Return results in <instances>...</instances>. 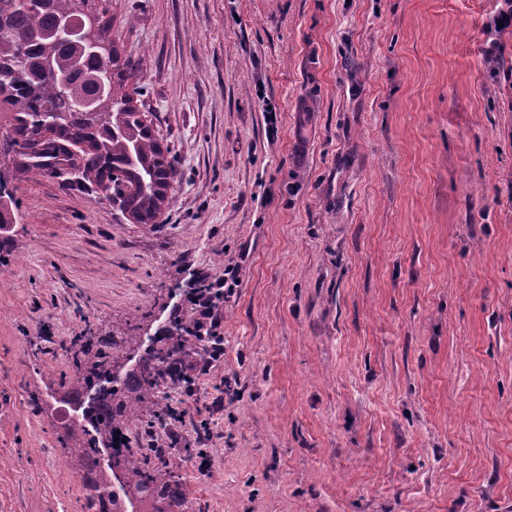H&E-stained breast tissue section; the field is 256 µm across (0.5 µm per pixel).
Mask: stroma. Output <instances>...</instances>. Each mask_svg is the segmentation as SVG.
Here are the masks:
<instances>
[{"mask_svg": "<svg viewBox=\"0 0 512 512\" xmlns=\"http://www.w3.org/2000/svg\"><path fill=\"white\" fill-rule=\"evenodd\" d=\"M495 0H99L179 177L156 223L18 176L0 236V512H84L73 337L117 383L197 272L224 359L169 378L175 512H512V106ZM276 108L268 126L265 103ZM211 462L198 473L196 448Z\"/></svg>", "mask_w": 512, "mask_h": 512, "instance_id": "stroma-1", "label": "stroma"}]
</instances>
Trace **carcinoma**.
I'll return each mask as SVG.
<instances>
[{"mask_svg":"<svg viewBox=\"0 0 512 512\" xmlns=\"http://www.w3.org/2000/svg\"><path fill=\"white\" fill-rule=\"evenodd\" d=\"M90 0H0V113L10 115L0 154L12 156L19 175L52 176L94 187L117 204L133 224H153L165 206L177 169L169 147L154 134L145 113L127 92L136 69L128 65L110 39L108 22L89 10ZM71 21L80 29L75 42L56 39L58 28ZM29 66L19 68L20 56ZM164 347L150 353L136 379L112 385L111 347L82 359L91 343L77 336L71 347L74 373L65 381L68 393L93 388L97 397L86 407L79 426L84 439L69 449L87 465L97 444L112 449L110 470L119 469V490L111 476L87 475L95 495L87 509L122 512L121 497L147 485L157 503L174 504L169 483L161 478L166 462H151L140 448H130L118 431L137 417L153 397L154 379L185 357L191 337L176 325Z\"/></svg>","mask_w":512,"mask_h":512,"instance_id":"cac0c4a2","label":"carcinoma"}]
</instances>
